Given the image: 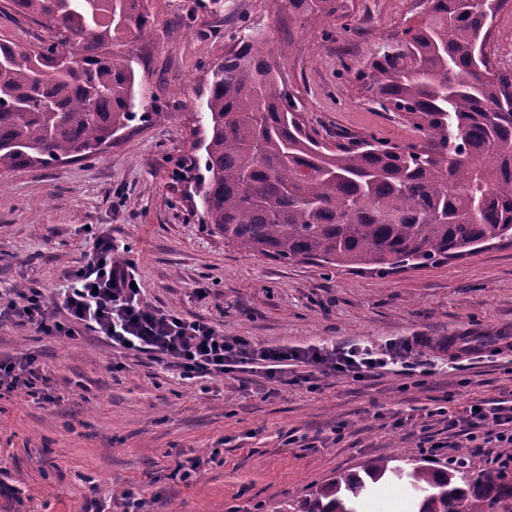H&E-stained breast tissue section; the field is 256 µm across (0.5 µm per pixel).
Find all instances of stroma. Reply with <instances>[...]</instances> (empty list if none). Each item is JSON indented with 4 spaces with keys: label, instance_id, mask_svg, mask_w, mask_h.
Listing matches in <instances>:
<instances>
[{
    "label": "stroma",
    "instance_id": "35a3bbf8",
    "mask_svg": "<svg viewBox=\"0 0 512 512\" xmlns=\"http://www.w3.org/2000/svg\"><path fill=\"white\" fill-rule=\"evenodd\" d=\"M150 0L156 35L128 42L139 82L167 120L132 128L91 157L18 166L0 180V290H49L84 265L90 231L126 244L142 299L227 336L269 347L359 344L384 348L421 336L428 374L390 370L321 388L274 393L238 381L184 380L143 353H119L89 330L68 339L0 320V357L32 356L48 399L0 394V512H84L97 497L120 512L131 488L147 512H277L339 473L416 450L421 425L448 437L431 409L512 398V352L450 368L438 348L451 336L512 337V246L420 270L379 276L315 263H281L225 247L171 188L164 158L188 148L194 90L242 27L297 47L285 78L321 138L415 140L411 125L373 104L361 71L384 43L423 18L422 0H344L335 16L302 24L281 0ZM412 417L401 429L393 423ZM201 457L189 483L178 461ZM413 493L383 479L369 512H413Z\"/></svg>",
    "mask_w": 512,
    "mask_h": 512
}]
</instances>
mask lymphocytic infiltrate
Returning <instances> with one entry per match:
<instances>
[{"label":"lymphocytic infiltrate","instance_id":"f902f5d3","mask_svg":"<svg viewBox=\"0 0 512 512\" xmlns=\"http://www.w3.org/2000/svg\"><path fill=\"white\" fill-rule=\"evenodd\" d=\"M112 237H94L91 258L72 271L66 287L48 292L30 287L23 292H0V318L33 326L47 336L74 338L79 328L94 329L115 349L156 354L167 368L191 379L208 374L217 379L260 373L267 383L316 388L319 377L349 376L362 381L389 366L414 376L419 362L416 344L391 341L383 353L363 348L346 350L268 347L249 339L219 334L204 321L146 304L137 279L135 260H118ZM38 372L25 355L0 360V388L19 396L39 395ZM435 416L466 447L495 444L503 454L498 465L512 468V403L490 401L459 408L436 407Z\"/></svg>","mask_w":512,"mask_h":512}]
</instances>
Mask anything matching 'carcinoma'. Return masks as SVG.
Listing matches in <instances>:
<instances>
[{
    "label": "carcinoma",
    "mask_w": 512,
    "mask_h": 512,
    "mask_svg": "<svg viewBox=\"0 0 512 512\" xmlns=\"http://www.w3.org/2000/svg\"><path fill=\"white\" fill-rule=\"evenodd\" d=\"M149 0H6L43 28L35 48L0 42V166L87 157L134 120L146 90L112 45L154 33ZM426 17L369 64L371 91L420 133L407 145L346 138L330 145L307 127L281 67L294 42L270 47L252 29L197 92L191 153L173 178L194 183L200 221L224 246L283 262L390 273L512 245V71L483 51L506 0H428ZM304 23L339 0H286ZM392 475L417 512H512V471L409 470L375 458L338 474L283 512H361L366 481Z\"/></svg>",
    "instance_id": "1"
}]
</instances>
